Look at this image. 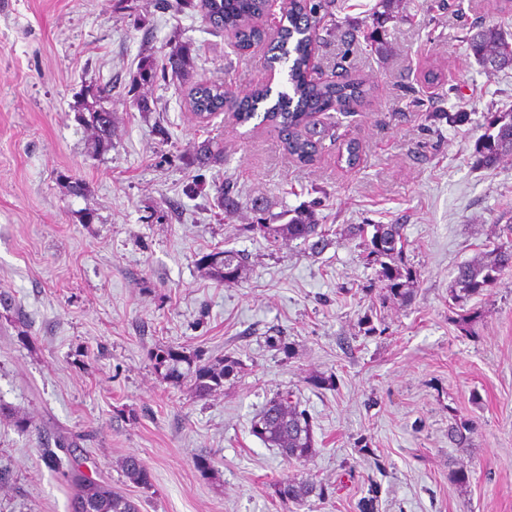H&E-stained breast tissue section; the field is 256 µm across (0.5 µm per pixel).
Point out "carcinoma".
I'll use <instances>...</instances> for the list:
<instances>
[{"label":"carcinoma","instance_id":"obj_1","mask_svg":"<svg viewBox=\"0 0 512 512\" xmlns=\"http://www.w3.org/2000/svg\"><path fill=\"white\" fill-rule=\"evenodd\" d=\"M184 10H197L205 23L216 33L235 40L241 47L265 45V62L269 69L287 70L282 89L273 91L256 87L244 95H237L222 85L200 81L189 91L193 112L213 113L224 110L236 123L245 125L259 117L278 130L284 150L304 165H310L322 149L325 128L312 120L315 113L344 112L361 104L368 94L366 84L355 78L336 82H320L309 71V57L320 29L333 18L335 0H288V18L283 29L269 35L256 20L265 13L268 0H176ZM466 40L479 66L489 75L512 69V42L493 27L477 25L469 29ZM192 62V47L181 43L173 49L164 66L145 58L138 65L133 78L134 87L152 84L157 78L168 76L188 79ZM110 88L97 87L89 92L92 101L84 102L82 116L85 126L93 132L96 151L112 146L111 113L101 106ZM476 162L491 169L505 156L512 154V111L491 112L487 116L486 130L475 146ZM224 161V146L209 141L200 146L192 163L206 167ZM273 243L279 241H313V246H324L328 233L315 219L314 211L304 209L284 224L264 221L252 226ZM405 238L400 224H375L367 243V258L379 266L380 281L393 297L406 300L409 289L401 279L411 272H402L392 261L402 259ZM248 263V256L235 250L216 252L209 257L213 276L230 286L238 282ZM512 268V241L493 249L485 258L458 268L456 284L459 293L453 300L459 302L471 295L495 287L502 271ZM240 360L225 356L223 365L208 363L196 366L192 373L193 386L200 396H207L223 386L224 378L242 369ZM251 433L267 447L273 448L287 462H303L315 453L314 426L306 410L291 400V394H278L267 401L251 422ZM46 464L61 472L73 489L72 512H139L137 505L101 484L89 480L68 460L49 450ZM127 477L141 485L150 484V471L136 456L123 463ZM279 501L298 504L314 496H326V488L306 481L285 480L273 485Z\"/></svg>","mask_w":512,"mask_h":512}]
</instances>
